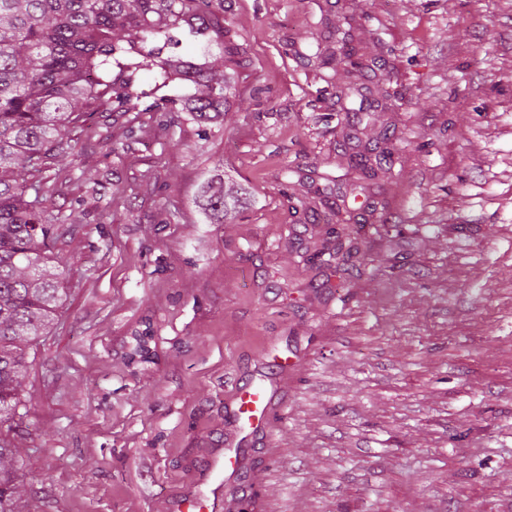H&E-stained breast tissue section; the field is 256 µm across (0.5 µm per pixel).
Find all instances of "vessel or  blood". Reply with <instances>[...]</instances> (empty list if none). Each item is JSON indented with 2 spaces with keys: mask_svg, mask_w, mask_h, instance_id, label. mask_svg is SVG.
Masks as SVG:
<instances>
[{
  "mask_svg": "<svg viewBox=\"0 0 512 512\" xmlns=\"http://www.w3.org/2000/svg\"><path fill=\"white\" fill-rule=\"evenodd\" d=\"M276 388L266 383L251 382L236 394L230 409V418L239 440L253 439L266 435L269 429ZM241 463L238 449H225L221 457L208 465L215 490H222L224 482L230 479Z\"/></svg>",
  "mask_w": 512,
  "mask_h": 512,
  "instance_id": "b4317fda",
  "label": "vessel or blood"
}]
</instances>
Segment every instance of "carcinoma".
<instances>
[{
  "mask_svg": "<svg viewBox=\"0 0 512 512\" xmlns=\"http://www.w3.org/2000/svg\"><path fill=\"white\" fill-rule=\"evenodd\" d=\"M223 0H0V427L21 402L28 349L62 304L50 266L61 224L29 199L27 177L66 146L87 112H137L138 72L170 89L146 112L224 111ZM247 198L224 182L202 187L212 224ZM16 450L0 442V512H22Z\"/></svg>",
  "mask_w": 512,
  "mask_h": 512,
  "instance_id": "carcinoma-1",
  "label": "carcinoma"
}]
</instances>
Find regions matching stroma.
I'll list each match as a JSON object with an SVG mask.
<instances>
[{
  "label": "stroma",
  "instance_id": "obj_1",
  "mask_svg": "<svg viewBox=\"0 0 512 512\" xmlns=\"http://www.w3.org/2000/svg\"><path fill=\"white\" fill-rule=\"evenodd\" d=\"M216 16L223 115L97 112L35 176L72 226L0 428L26 512L209 492L235 385L266 377L270 434L216 512H512V0ZM219 177L247 203L210 224Z\"/></svg>",
  "mask_w": 512,
  "mask_h": 512
}]
</instances>
